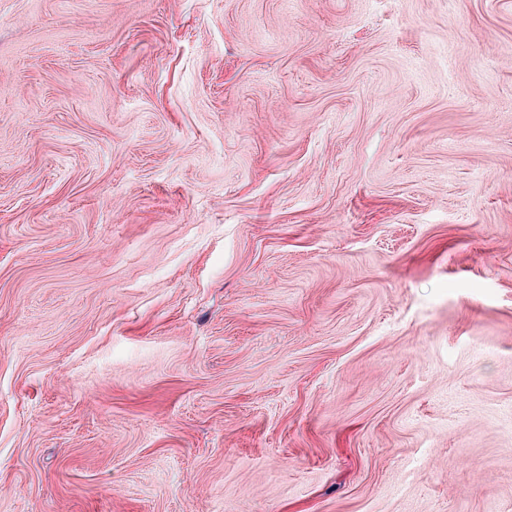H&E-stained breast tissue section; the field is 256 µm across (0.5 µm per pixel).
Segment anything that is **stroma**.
I'll use <instances>...</instances> for the list:
<instances>
[{
  "instance_id": "obj_1",
  "label": "stroma",
  "mask_w": 512,
  "mask_h": 512,
  "mask_svg": "<svg viewBox=\"0 0 512 512\" xmlns=\"http://www.w3.org/2000/svg\"><path fill=\"white\" fill-rule=\"evenodd\" d=\"M0 512H512V0H0Z\"/></svg>"
}]
</instances>
